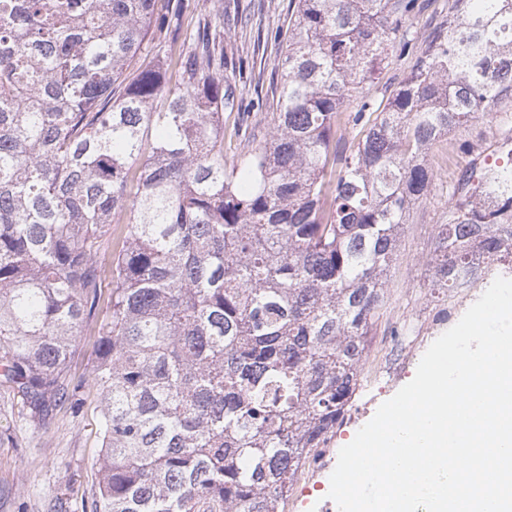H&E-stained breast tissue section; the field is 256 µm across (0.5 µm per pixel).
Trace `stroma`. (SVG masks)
Listing matches in <instances>:
<instances>
[{"label":"stroma","instance_id":"obj_1","mask_svg":"<svg viewBox=\"0 0 512 512\" xmlns=\"http://www.w3.org/2000/svg\"><path fill=\"white\" fill-rule=\"evenodd\" d=\"M241 2L249 7L246 17L224 27V78L236 97L249 103L265 98L271 86L280 82L274 69L282 47L278 32L293 4L262 0L261 7L253 8L250 0ZM412 63V57L391 48L369 83L371 96L379 99L384 91L395 90ZM511 129L512 107L481 116L432 147L430 158L441 163V178L434 194L417 205L401 232L399 256L387 282L389 303L369 338L361 387L345 416V426L337 428L327 447L315 449L302 467L285 512H339L328 492L330 469L336 466L341 447L353 440L383 402L412 380L428 347L500 277V270L492 269L451 302L442 291L431 288L425 275L430 237L437 225L448 221V184L472 160L461 151V144H474L482 159L491 161L500 156L499 145ZM400 335L411 339L406 348L408 363L402 375L391 380L383 367ZM95 360L93 340L82 337L68 370L71 381L83 383L77 393L82 405L76 410L70 402L58 403L45 429L30 421L20 397L0 385V512H94L100 480L99 399L84 379Z\"/></svg>","mask_w":512,"mask_h":512}]
</instances>
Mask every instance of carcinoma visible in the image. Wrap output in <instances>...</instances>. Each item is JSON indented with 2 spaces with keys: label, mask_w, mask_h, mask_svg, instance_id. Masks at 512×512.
<instances>
[{
  "label": "carcinoma",
  "mask_w": 512,
  "mask_h": 512,
  "mask_svg": "<svg viewBox=\"0 0 512 512\" xmlns=\"http://www.w3.org/2000/svg\"><path fill=\"white\" fill-rule=\"evenodd\" d=\"M210 2L0 0V383L46 426L110 286L100 512H284L360 387L428 151L512 102V0H448L378 106L365 86L419 0H295L264 140L228 161ZM437 229L432 286L512 272V148L460 175Z\"/></svg>",
  "instance_id": "1"
}]
</instances>
